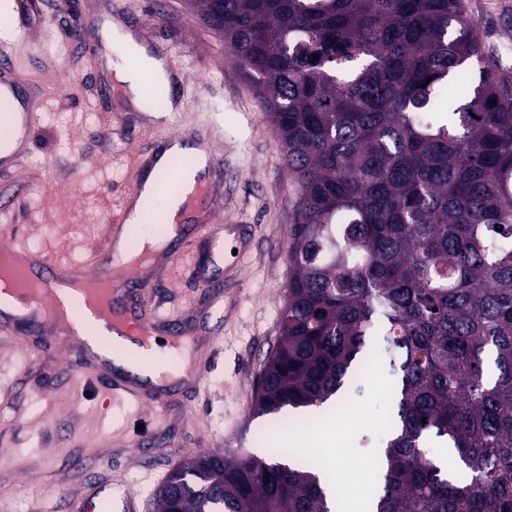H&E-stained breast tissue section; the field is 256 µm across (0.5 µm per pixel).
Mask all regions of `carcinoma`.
<instances>
[{
  "label": "carcinoma",
  "mask_w": 512,
  "mask_h": 512,
  "mask_svg": "<svg viewBox=\"0 0 512 512\" xmlns=\"http://www.w3.org/2000/svg\"><path fill=\"white\" fill-rule=\"evenodd\" d=\"M191 4L255 87L299 192L253 412L332 400L379 336L398 386L374 512H512V76L459 0ZM316 470L196 455L155 506L337 512Z\"/></svg>",
  "instance_id": "1"
}]
</instances>
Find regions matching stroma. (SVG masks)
<instances>
[{"instance_id": "1", "label": "stroma", "mask_w": 512, "mask_h": 512, "mask_svg": "<svg viewBox=\"0 0 512 512\" xmlns=\"http://www.w3.org/2000/svg\"><path fill=\"white\" fill-rule=\"evenodd\" d=\"M9 0L0 53L18 52L21 72L39 86L40 122L30 156L16 171L29 190L17 212L15 243L81 264L105 238L152 148L174 133L204 135L226 166L220 220L247 224L249 238L209 258V244L185 225L189 252L166 249L143 275L161 309L184 329L206 327L215 345L194 389L168 383L163 408L117 404L92 378L76 380L62 350L0 334V512H67L87 479L112 485V512L135 497L153 512L154 494L183 459L218 451L293 457L332 466L345 505L369 499L377 451L392 413L388 365L365 370L364 392L346 411L323 408L310 430L274 432L252 412V387L279 335L290 276L288 226L298 191L281 140L253 86L228 60L224 38L195 16L189 0ZM489 51L512 70V12L499 0H461ZM131 22L149 43L168 46L184 70L181 109L160 118L120 106L89 36L104 19ZM150 459L153 470L140 462Z\"/></svg>"}]
</instances>
